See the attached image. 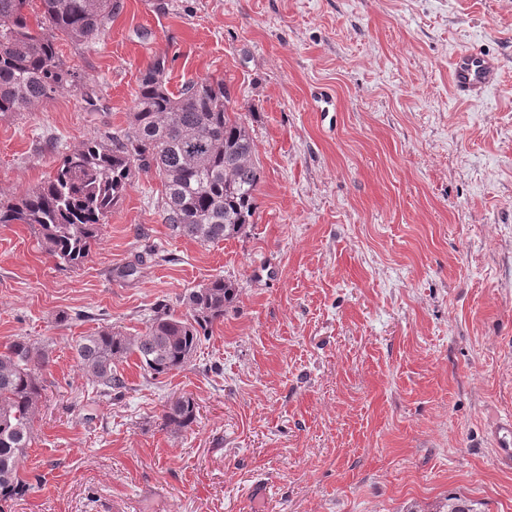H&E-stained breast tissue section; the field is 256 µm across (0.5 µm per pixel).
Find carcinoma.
I'll return each instance as SVG.
<instances>
[{
    "label": "carcinoma",
    "instance_id": "1",
    "mask_svg": "<svg viewBox=\"0 0 512 512\" xmlns=\"http://www.w3.org/2000/svg\"><path fill=\"white\" fill-rule=\"evenodd\" d=\"M40 2L33 26L23 13L27 0H0V116L29 112L58 89L77 86L76 73L57 52L56 33L94 44L120 9L119 0ZM143 169L154 170L163 186L159 215L176 236L216 243L254 223L261 166L231 84L197 77L174 92L161 56L140 73L128 127L84 140L36 189L0 202V224L36 227L59 265L77 268ZM236 295L232 282L216 276L184 297L186 313L158 307L140 335L105 329L82 336L74 346L78 366L98 396L109 400L126 388L115 367L131 355L154 378L182 371ZM47 359L45 349L24 336L0 350V501L20 500L32 489L20 462L35 440ZM197 413L193 397L182 395L167 406L164 425L179 432L196 422Z\"/></svg>",
    "mask_w": 512,
    "mask_h": 512
}]
</instances>
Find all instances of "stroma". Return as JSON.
Wrapping results in <instances>:
<instances>
[{
    "label": "stroma",
    "mask_w": 512,
    "mask_h": 512,
    "mask_svg": "<svg viewBox=\"0 0 512 512\" xmlns=\"http://www.w3.org/2000/svg\"><path fill=\"white\" fill-rule=\"evenodd\" d=\"M120 2L99 43L57 36L78 88L0 116V199L125 129L162 55L171 86L230 78L258 147L255 222L174 236L146 170L79 268L0 224V346L49 356L34 488L5 512H435L454 493L512 512L493 437L512 417V0ZM468 47L501 78L461 102L449 61ZM218 275L237 302L192 365L154 379L128 358L122 397L99 398L79 337L144 333ZM183 394L199 414L175 433ZM197 413V404L193 397L182 395L167 406L163 414L164 425L174 432H179L196 422Z\"/></svg>",
    "instance_id": "35a3bbf8"
}]
</instances>
